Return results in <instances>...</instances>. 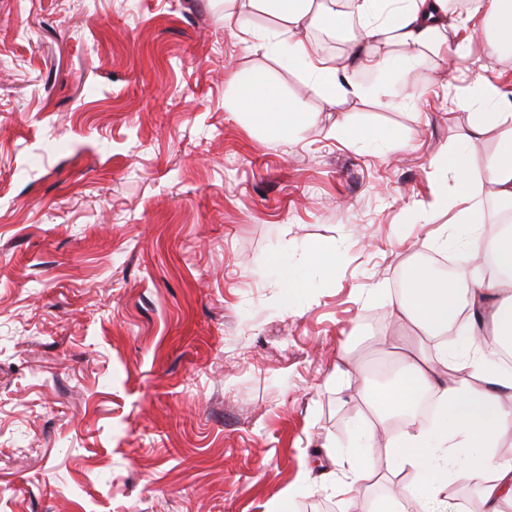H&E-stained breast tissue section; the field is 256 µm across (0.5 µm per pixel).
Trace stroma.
<instances>
[{"instance_id":"35a3bbf8","label":"stroma","mask_w":512,"mask_h":512,"mask_svg":"<svg viewBox=\"0 0 512 512\" xmlns=\"http://www.w3.org/2000/svg\"><path fill=\"white\" fill-rule=\"evenodd\" d=\"M224 0H0V497L8 512H372L418 484L386 449L354 508L334 487L373 404L349 360L448 223L418 218L468 146L481 85L512 101L482 28L409 81L360 67L325 107L224 27ZM264 68L309 121L289 140L234 97ZM370 132L349 146L330 130ZM327 241L336 260L307 247ZM307 285L284 296L271 253ZM312 480L289 494L303 469Z\"/></svg>"}]
</instances>
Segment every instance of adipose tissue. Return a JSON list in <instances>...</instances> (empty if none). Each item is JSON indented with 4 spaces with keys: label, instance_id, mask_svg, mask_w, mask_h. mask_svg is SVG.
Instances as JSON below:
<instances>
[{
    "label": "adipose tissue",
    "instance_id": "obj_1",
    "mask_svg": "<svg viewBox=\"0 0 512 512\" xmlns=\"http://www.w3.org/2000/svg\"><path fill=\"white\" fill-rule=\"evenodd\" d=\"M252 2L282 23L280 36L288 46L289 67L303 71L311 89L329 105L359 95L360 89L346 67L332 65L311 48L312 29L328 17L347 31L350 60L366 61L405 78L413 76L418 53L446 55L451 33L475 18L486 21L492 53L512 49V0H470L466 15L455 20L449 15L448 0H351L348 13L335 10L329 0ZM235 96L241 104L261 106L263 124L283 136L308 120L297 100L270 97L267 75L261 69L238 76ZM490 134L497 145L484 162L485 183L497 201L512 203V111L474 113L472 140ZM438 161L451 180L450 186L438 190L440 205L453 212L456 234L474 255L489 261L492 272L444 282L426 267L414 266L407 288L390 298V314L429 339L461 328L472 344L465 362L470 377L449 381L448 373L458 362L439 346L430 351L408 347L392 385L377 386L367 373H359L358 388L378 406L380 419L412 412L428 393L435 398L438 419L431 430L408 421L386 441L381 440L379 428H369L359 445L385 444L397 464L419 472L424 483L419 494L411 486H398L375 512H433L445 505L449 485L469 484L482 471L493 474L491 481L477 488L483 512H512V459L499 452L502 437L512 432V373L485 361L487 355L512 350V226L480 221L467 151L441 152ZM454 448L475 449L468 469H455L450 454Z\"/></svg>",
    "mask_w": 512,
    "mask_h": 512
}]
</instances>
